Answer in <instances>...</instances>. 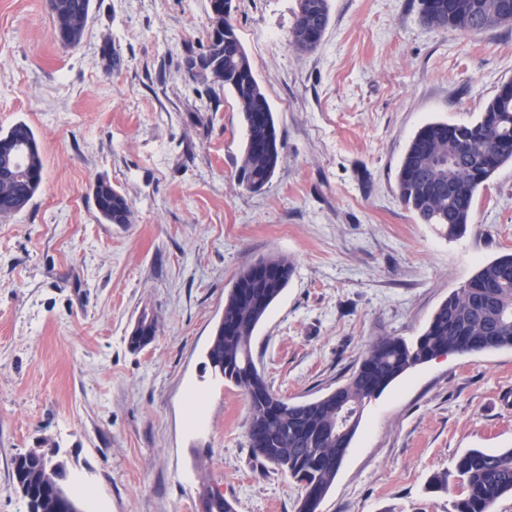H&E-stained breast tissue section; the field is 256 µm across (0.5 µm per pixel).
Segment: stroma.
<instances>
[{
    "label": "stroma",
    "instance_id": "1",
    "mask_svg": "<svg viewBox=\"0 0 512 512\" xmlns=\"http://www.w3.org/2000/svg\"><path fill=\"white\" fill-rule=\"evenodd\" d=\"M329 3L321 44L299 52L297 0H234L284 137L254 193L235 178L236 101L184 67L208 44V0H93L73 50L48 0H0V129L26 121L45 159L29 206L0 220V512H27L12 461L32 449L65 461L83 512H197L204 481L236 512H297L300 485L255 460L246 398L205 357L240 270L269 254L295 265L252 348L272 390L300 403L346 383L378 338L419 336L512 251V163L455 239L397 190L420 127L474 121L512 80V32L429 28L419 0ZM100 177L132 223H100ZM145 314L156 337L130 351ZM505 391L512 348L410 368L366 405L318 512H454L456 458L512 448ZM435 476L447 491L429 490Z\"/></svg>",
    "mask_w": 512,
    "mask_h": 512
}]
</instances>
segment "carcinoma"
<instances>
[{"label":"carcinoma","instance_id":"obj_1","mask_svg":"<svg viewBox=\"0 0 512 512\" xmlns=\"http://www.w3.org/2000/svg\"><path fill=\"white\" fill-rule=\"evenodd\" d=\"M54 36L68 49L76 48L90 18L92 0H48ZM429 5L426 25L461 34L492 29L512 31V0H420ZM330 20L329 0H297L289 43L297 51L317 47ZM208 46L200 58L209 61L192 78L211 82L235 98L244 129L243 158L236 178L246 189L259 192L271 182L283 149L271 104L255 77L232 17L208 11ZM0 142L29 148L18 166L0 170V219L22 212L39 191L44 161L36 133L19 120L0 130ZM512 163V82L490 98L479 118L463 124L429 122L409 142L398 173L402 204L419 223L458 235L471 223L476 191L502 166ZM92 197L103 224H130L134 212L127 196L112 182L97 179ZM293 262L271 254L244 267L224 301V322L216 327L213 353L224 363V380L245 395L248 406L247 442L264 462L303 484L297 512H315L350 448L360 420L335 435L337 398L361 409L411 367L439 355L469 354L512 348V253L480 266L470 280L451 293L434 311L414 341L385 336L374 341L359 367L336 393L292 403L274 393L264 378L252 372V338L269 309L294 274ZM158 321L143 316L130 333L131 349L140 350L155 339ZM37 452L13 460L12 476L25 473L31 495L27 512H60L62 505L42 490L44 475ZM460 480L456 512H492L495 502L512 495V448L485 451L474 448L454 464ZM206 512H236L224 496H210Z\"/></svg>","mask_w":512,"mask_h":512}]
</instances>
